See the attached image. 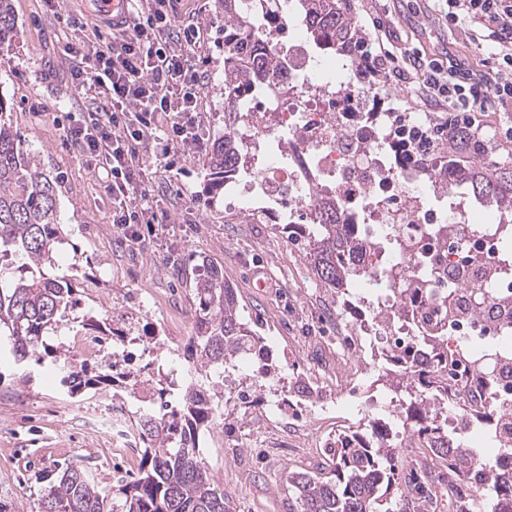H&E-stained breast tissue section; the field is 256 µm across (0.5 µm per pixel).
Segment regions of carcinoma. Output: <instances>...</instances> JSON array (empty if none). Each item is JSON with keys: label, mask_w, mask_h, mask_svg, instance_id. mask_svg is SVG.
<instances>
[{"label": "carcinoma", "mask_w": 512, "mask_h": 512, "mask_svg": "<svg viewBox=\"0 0 512 512\" xmlns=\"http://www.w3.org/2000/svg\"><path fill=\"white\" fill-rule=\"evenodd\" d=\"M242 0H217L224 9V135L212 144L209 193H224V167L236 163L241 143L235 130L244 120L242 104L232 93L249 87L278 67L275 56L255 53L251 39L239 35L237 25ZM307 33L317 49L358 60L357 74L369 86L378 73L366 67L369 57L352 13L350 0H299ZM15 32L12 0H0V43ZM447 161L439 174L425 167L418 178L437 183L455 173L453 188L487 210L512 215V161H484L487 143L477 126L449 124L441 135ZM280 224L278 228L302 249L316 279L325 288H346L356 270L349 261L353 227L338 224ZM62 236L58 180L51 177L3 112L0 101V337L7 338L17 362L37 347L53 349L44 337L57 332L70 319L80 289L91 280L82 272L83 256L73 250V263L63 271L55 260ZM198 305L194 334L183 354L191 369L190 380L180 381L165 363H156L151 382L159 410L138 411L134 424L143 445V466L131 481L119 480L108 494L92 483L83 468L70 464L56 481L42 490L39 512H230L224 495L214 489L209 468L199 453L200 439L223 420L230 399L224 396V372L237 362L260 355L257 332L245 323L234 289L224 281V271L203 262L193 281ZM73 322L80 330L100 336L110 346L107 357L126 340L141 338L140 312L132 309L114 320L85 312ZM431 369L411 370L422 358ZM384 376L396 379L399 424L448 461L461 491L489 492L493 505L512 502V475L503 477L484 464L472 450L448 438V347L437 336H412L404 347L387 356ZM96 371L84 360L64 358L61 384L73 396L100 385L138 384L132 372ZM351 435L364 440L361 448L348 447L342 438L333 477L323 479L304 473L288 474L298 512H376L394 483L397 450L370 445L372 433Z\"/></svg>", "instance_id": "obj_1"}]
</instances>
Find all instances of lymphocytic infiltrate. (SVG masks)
<instances>
[{"instance_id":"obj_1","label":"lymphocytic infiltrate","mask_w":512,"mask_h":512,"mask_svg":"<svg viewBox=\"0 0 512 512\" xmlns=\"http://www.w3.org/2000/svg\"><path fill=\"white\" fill-rule=\"evenodd\" d=\"M175 0H137L128 24L111 42L67 43L64 53L77 87L93 90L97 108L69 127L79 155L105 172L112 223L138 243L164 224L166 210L151 199L157 167L206 148L198 105L200 71L191 61L202 28L180 19ZM451 22L465 18L491 30L496 50L487 69L472 71L414 54L401 66L389 51L371 57L373 70L402 84L421 79L431 106L447 108L449 122L476 121L512 108V0H447Z\"/></svg>"}]
</instances>
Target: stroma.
<instances>
[{
	"label": "stroma",
	"instance_id": "obj_1",
	"mask_svg": "<svg viewBox=\"0 0 512 512\" xmlns=\"http://www.w3.org/2000/svg\"><path fill=\"white\" fill-rule=\"evenodd\" d=\"M16 31L0 44V99L14 130L38 153L47 172L61 182L60 221L71 232V245L59 256L71 262L74 252L92 257L105 292L114 305L83 296L82 310L123 307L142 310L145 334L159 335L149 351L138 354V367L155 358L183 354L193 332L195 299L189 276H176V259L197 254L221 267L247 314L256 316L265 343L288 357V377L279 398L290 420L304 426L296 438H279L263 422L260 405L237 410L208 437L202 456L215 478L217 492L229 498L233 512H289V473L328 476L334 467L327 442L338 432L365 428L367 417L349 405L386 389L382 358L373 356L362 336L339 324L347 293L320 285L303 255L271 224H251L224 200H210L208 155L200 153L170 171L153 176L160 207L167 211L162 231L139 244L125 241L112 224V203L102 175L79 156L65 130L91 111L90 93L71 80L63 48L68 41L112 28L100 19L95 0H68L50 14L45 0H12ZM359 29L370 51H377L372 17L382 18L392 38L391 51L453 59L481 68L495 49L487 30L473 23L447 22L444 0H352ZM179 17H193L204 31L194 57L205 75L199 104L208 140L224 133V13L215 0H177ZM262 268L272 283L256 293L251 273ZM112 387L100 386L74 398L53 369V359H28L0 365V512H38L42 489L61 466L83 467L103 488L118 478L137 476V467L117 457L107 436L89 429L99 400ZM427 481L434 496L420 505L404 490L413 475ZM389 512H458L448 488V465L427 448L399 451Z\"/></svg>",
	"mask_w": 512,
	"mask_h": 512
}]
</instances>
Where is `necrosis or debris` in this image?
<instances>
[{"label":"necrosis or debris","mask_w":512,"mask_h":512,"mask_svg":"<svg viewBox=\"0 0 512 512\" xmlns=\"http://www.w3.org/2000/svg\"><path fill=\"white\" fill-rule=\"evenodd\" d=\"M240 31L280 58L261 88L240 98L255 119L240 129L244 145L226 183L233 209L259 224H315L322 205L355 227L352 286L374 296L380 312L401 303L396 283L425 278L434 308L407 311L401 336L421 328L448 339V402L476 409L474 368L496 378L494 396L512 404V265L503 258L507 215L481 218L456 192L431 197L391 149L393 118L385 99L352 92L346 58L315 55L292 8L280 10V28L260 23L256 0H243ZM100 425L115 449L130 455L139 433L129 402L113 393L99 406Z\"/></svg>","instance_id":"obj_1"}]
</instances>
